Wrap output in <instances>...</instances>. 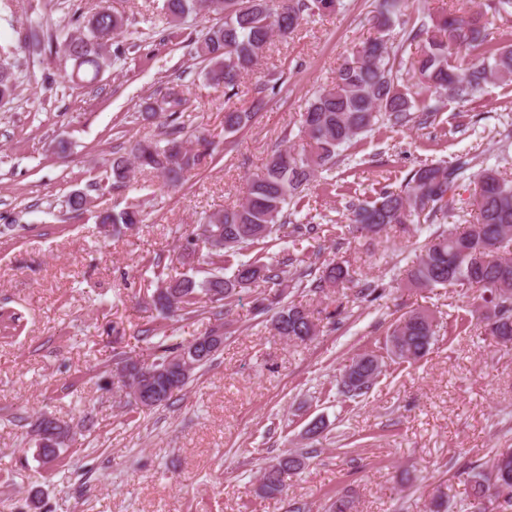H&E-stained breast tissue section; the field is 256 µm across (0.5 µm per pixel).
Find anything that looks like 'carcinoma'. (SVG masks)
Masks as SVG:
<instances>
[{
	"mask_svg": "<svg viewBox=\"0 0 512 512\" xmlns=\"http://www.w3.org/2000/svg\"><path fill=\"white\" fill-rule=\"evenodd\" d=\"M207 0H163L161 19L171 25L205 5ZM212 13L220 23L209 27L190 42V55L206 64V77L224 88L227 99L238 95L241 80L265 56L275 35L293 33L300 20L320 11L336 9L338 0H218ZM485 10L450 13L432 24L408 33L418 43L407 59L398 57L390 43L392 28L406 25L394 3L381 5L374 16L379 36L359 45L336 71L331 86L319 90L301 113V126L309 139L299 152L279 149L265 166L249 179L247 194L238 204L204 216L202 236L208 245L205 263L209 276L198 282L185 276L167 280L160 264L155 277L160 281L155 306L191 318L206 311L207 304L224 306V300L239 291L265 282L279 284L284 269L266 261L262 245L273 240L288 224L285 207L299 197L315 174L336 164L341 148L351 144L381 121L405 126L414 120L416 104L400 84L398 72L407 67L418 76L423 88L468 101L490 81L512 84V44L503 40L493 48L485 16H512V0H487ZM124 17L101 8L83 18L82 31L62 39L60 50L73 61L72 78L92 83L104 63L103 50L123 28ZM281 77H271L254 89L247 110L229 108L224 112V131L236 133L248 126L277 89ZM17 89L12 72L0 67V98H11ZM171 117L162 138L137 142L132 159L112 161L115 182L129 178L131 166L150 170L164 186L175 188L189 170L210 155V143L197 141L192 149L179 139L183 127L176 115L185 111L187 98L168 94ZM470 162L424 165L413 172L400 189H385L370 200L352 205L357 231L381 232L389 224L435 223L448 213V195L458 182L469 178L473 184L476 218L458 230L433 232L421 247L406 280L415 288L461 286L482 290L484 306L492 314L484 317L485 333L497 343L512 342V177L497 168L486 167L470 175ZM144 221L142 204L133 201L119 211H104L98 222L131 228ZM255 248L247 261L234 260L237 251ZM232 275L224 276V271ZM353 281L349 267L332 264L314 283V288H337ZM278 335L305 342L316 335L317 325L310 313L296 305L283 304L271 318ZM440 333L435 317L414 310L399 317L387 336L388 350L397 359L415 362L432 349ZM197 341L186 345L160 344L153 360L144 364L131 358L120 361L118 372L132 389L136 406L153 409L167 404L181 392L196 371L214 360L215 354L193 355ZM382 361L363 353L353 359L344 375L357 381L341 382L342 393L350 397L365 394L381 373ZM304 456L285 453L264 468L257 491L267 498L285 494V475L303 465ZM474 512H508L512 508V448L497 449L491 466L473 464L466 471Z\"/></svg>",
	"mask_w": 512,
	"mask_h": 512,
	"instance_id": "cac0c4a2",
	"label": "carcinoma"
}]
</instances>
